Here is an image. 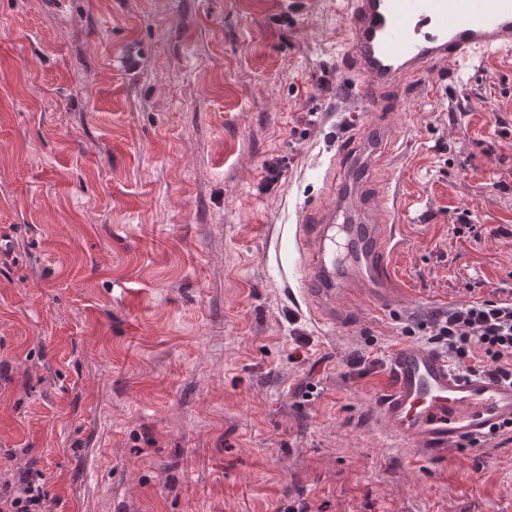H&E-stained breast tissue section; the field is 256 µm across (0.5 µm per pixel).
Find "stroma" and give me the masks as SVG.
<instances>
[{"mask_svg": "<svg viewBox=\"0 0 512 512\" xmlns=\"http://www.w3.org/2000/svg\"><path fill=\"white\" fill-rule=\"evenodd\" d=\"M349 25L343 0H0V477L35 468L53 512H512V442L424 452L378 418L396 320L512 296V51L386 93L363 184L399 193L409 307L322 323L291 227L333 202Z\"/></svg>", "mask_w": 512, "mask_h": 512, "instance_id": "obj_1", "label": "stroma"}]
</instances>
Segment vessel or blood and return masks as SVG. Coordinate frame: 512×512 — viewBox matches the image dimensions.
<instances>
[{
    "mask_svg": "<svg viewBox=\"0 0 512 512\" xmlns=\"http://www.w3.org/2000/svg\"><path fill=\"white\" fill-rule=\"evenodd\" d=\"M351 19L340 69L350 74L341 103L382 109L381 95L422 73L426 63L458 66L490 51L512 49V0H345ZM388 127L378 124L346 143L324 171L339 181L333 206L301 208L294 245L303 293L320 321L348 305L404 307L392 286L388 254L395 227L364 214L362 180L376 162ZM393 385L380 401L385 432L424 450H455L512 423V384L452 368L418 342L401 343L390 359Z\"/></svg>",
    "mask_w": 512,
    "mask_h": 512,
    "instance_id": "b4317fda",
    "label": "vessel or blood"
}]
</instances>
